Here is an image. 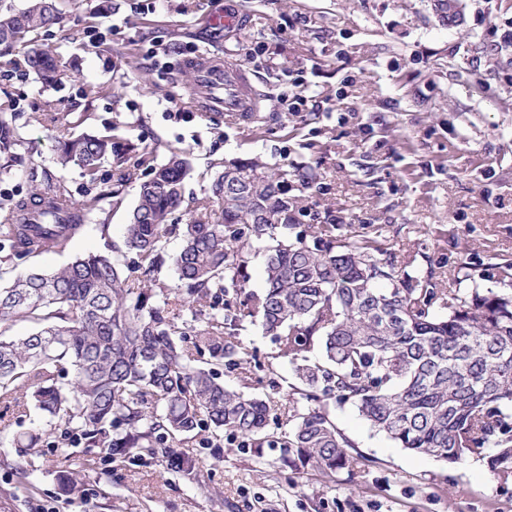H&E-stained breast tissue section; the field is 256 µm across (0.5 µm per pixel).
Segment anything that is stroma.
Returning a JSON list of instances; mask_svg holds the SVG:
<instances>
[{
    "label": "stroma",
    "instance_id": "stroma-1",
    "mask_svg": "<svg viewBox=\"0 0 512 512\" xmlns=\"http://www.w3.org/2000/svg\"><path fill=\"white\" fill-rule=\"evenodd\" d=\"M227 6L242 11L241 32L210 26V15ZM57 7L63 24L45 40L74 78L49 88L28 68L0 63V98L15 100L10 122L20 137L9 172L0 174V199L26 196L49 173L75 200L103 195V210L65 248L17 263L0 238V280L54 271L89 253L130 263L125 226L148 173L125 181L107 162L91 184L78 168H61L57 141L90 130L132 141L158 164L187 152L177 223L208 194L213 163L312 166L320 185L292 188L303 198L302 223L351 225L409 270L435 272L446 288L512 291L503 273L512 265V0H456L450 18L437 0H57ZM192 48L248 71L264 94L255 119L218 120L192 105L181 67ZM299 72L319 104L293 115L280 99ZM92 86L102 94H89ZM34 112L56 121L34 123ZM239 339L261 363L248 394L270 401L271 425L285 424L291 365L260 324L245 323ZM270 356L271 371L262 366ZM334 414L362 459L354 474L332 479L280 468L279 449L258 453L224 436L207 448L195 438L185 444L196 474L116 455L72 493L64 485L84 450L62 431L40 443L46 463L29 487L15 476L17 448L1 437L0 512H512V479L495 476L486 459L416 454L352 406Z\"/></svg>",
    "mask_w": 512,
    "mask_h": 512
}]
</instances>
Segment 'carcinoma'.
<instances>
[{
    "mask_svg": "<svg viewBox=\"0 0 512 512\" xmlns=\"http://www.w3.org/2000/svg\"><path fill=\"white\" fill-rule=\"evenodd\" d=\"M61 22L56 0L1 8L0 58L23 62L47 86L62 84L67 70L38 43ZM13 107L0 99L5 156L20 142L7 120ZM110 160L123 177L151 170L124 237L144 278L124 274L108 254H89L0 285V403L30 404L45 425L63 428L87 448L83 471L114 455L191 471L176 446L212 430L253 448H283L280 463L293 471L352 476L359 459L332 415L349 403L403 448L451 463L487 451L491 472L512 475V296L439 288L433 272L398 266L377 241L342 224L299 229L303 206L289 186L315 183L312 168L230 162L215 173L197 217L174 224L189 159L175 154L156 165L137 144L93 133L59 142L58 163L91 183ZM102 200L74 202L63 182L49 180L28 197L0 201V233L14 257H35L84 231ZM176 231L184 241L177 282L161 295L146 277ZM267 241L275 245L266 249V287L248 292L249 256ZM190 303L208 304L203 325L180 318L178 308ZM255 318L296 380L289 428L279 434L269 428V402L217 377L216 368L233 365L239 382H252L239 331ZM23 321L35 332L11 335ZM44 434L13 436L29 455L16 468L22 484L42 464Z\"/></svg>",
    "mask_w": 512,
    "mask_h": 512,
    "instance_id": "obj_1",
    "label": "carcinoma"
}]
</instances>
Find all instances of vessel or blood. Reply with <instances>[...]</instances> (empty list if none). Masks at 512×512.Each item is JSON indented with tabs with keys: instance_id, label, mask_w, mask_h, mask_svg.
Here are the masks:
<instances>
[{
	"instance_id": "b4317fda",
	"label": "vessel or blood",
	"mask_w": 512,
	"mask_h": 512,
	"mask_svg": "<svg viewBox=\"0 0 512 512\" xmlns=\"http://www.w3.org/2000/svg\"><path fill=\"white\" fill-rule=\"evenodd\" d=\"M187 68L200 87L207 91L201 107L217 115L233 118L257 112L259 104L251 93V81L238 64L218 56L203 54L189 58Z\"/></svg>"
}]
</instances>
